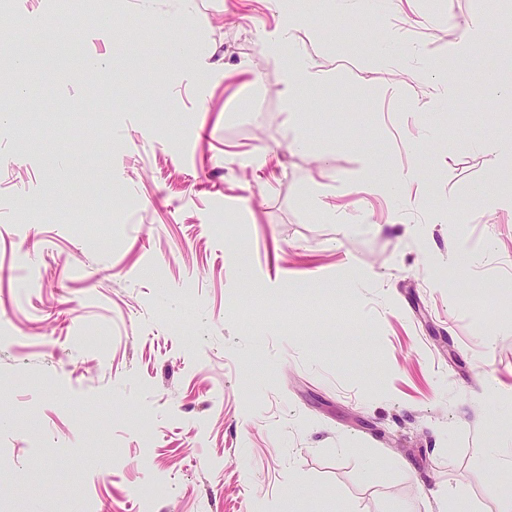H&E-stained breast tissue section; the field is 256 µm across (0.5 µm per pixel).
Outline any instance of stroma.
Here are the masks:
<instances>
[{"mask_svg":"<svg viewBox=\"0 0 512 512\" xmlns=\"http://www.w3.org/2000/svg\"><path fill=\"white\" fill-rule=\"evenodd\" d=\"M76 2L0 0V512H137L145 489L151 512H438L450 491L494 512L512 97L483 67L428 69L512 0ZM286 19L332 74L295 107L264 56ZM61 21L66 56L14 40ZM393 35L402 67L369 64ZM414 144L423 191L367 192V160L409 167ZM461 241L489 248L468 270Z\"/></svg>","mask_w":512,"mask_h":512,"instance_id":"35a3bbf8","label":"stroma"}]
</instances>
